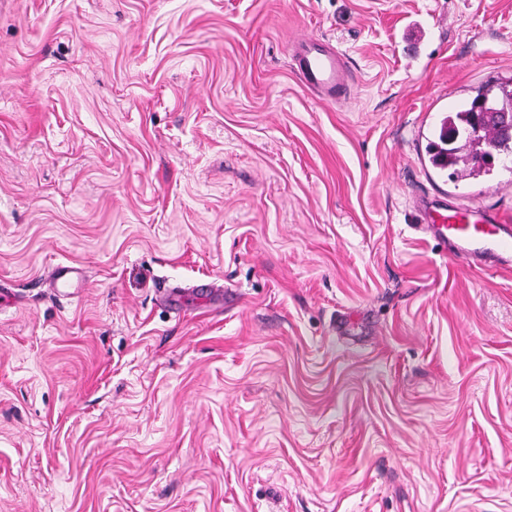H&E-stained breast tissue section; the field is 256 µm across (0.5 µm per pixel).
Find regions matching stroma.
Listing matches in <instances>:
<instances>
[{"label": "stroma", "mask_w": 512, "mask_h": 512, "mask_svg": "<svg viewBox=\"0 0 512 512\" xmlns=\"http://www.w3.org/2000/svg\"><path fill=\"white\" fill-rule=\"evenodd\" d=\"M511 80L512 0H0V512H512V269L413 212L512 215L427 153ZM292 65L301 83L321 96L338 101L347 94L349 76L342 54L325 42L304 37L295 44Z\"/></svg>", "instance_id": "obj_1"}]
</instances>
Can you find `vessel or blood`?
<instances>
[{
  "instance_id": "b4317fda",
  "label": "vessel or blood",
  "mask_w": 512,
  "mask_h": 512,
  "mask_svg": "<svg viewBox=\"0 0 512 512\" xmlns=\"http://www.w3.org/2000/svg\"><path fill=\"white\" fill-rule=\"evenodd\" d=\"M292 65L301 83L322 99L338 100L349 87L341 53L325 42L302 38L294 47ZM414 209L420 224L454 257L489 270L512 266V218L493 210H470L422 196Z\"/></svg>"
}]
</instances>
